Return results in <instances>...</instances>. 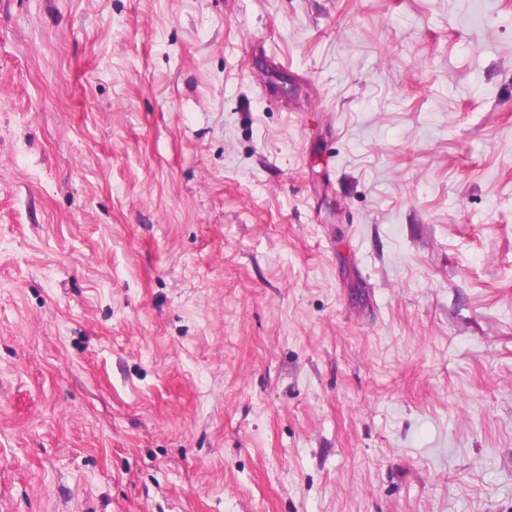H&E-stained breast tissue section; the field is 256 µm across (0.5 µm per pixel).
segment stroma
Instances as JSON below:
<instances>
[{"label": "stroma", "instance_id": "35a3bbf8", "mask_svg": "<svg viewBox=\"0 0 512 512\" xmlns=\"http://www.w3.org/2000/svg\"><path fill=\"white\" fill-rule=\"evenodd\" d=\"M0 512H512V0H0Z\"/></svg>", "mask_w": 512, "mask_h": 512}]
</instances>
